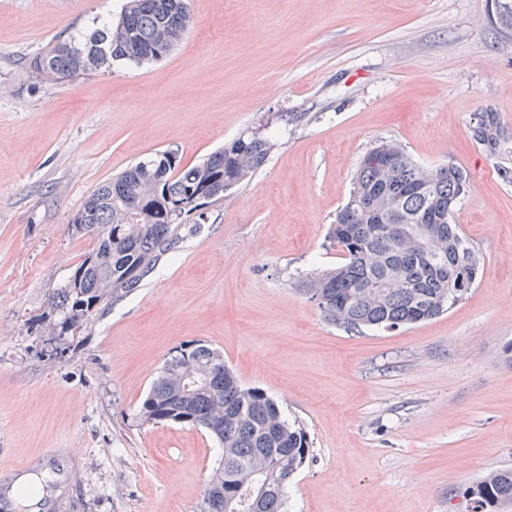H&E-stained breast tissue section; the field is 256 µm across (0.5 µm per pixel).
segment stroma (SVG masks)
<instances>
[{"instance_id":"stroma-1","label":"stroma","mask_w":512,"mask_h":512,"mask_svg":"<svg viewBox=\"0 0 512 512\" xmlns=\"http://www.w3.org/2000/svg\"><path fill=\"white\" fill-rule=\"evenodd\" d=\"M189 3L160 61L57 85L28 60L121 0H0V465L72 448L76 512H197L222 447L139 411L165 361L205 343L307 432L288 512H468L470 487L512 468V38L489 0ZM258 126L263 167L145 286L61 331L48 299L92 248L69 229L89 194L150 153L184 168ZM386 141L469 173L452 221L484 262L443 315L348 332L301 282L341 263L329 227Z\"/></svg>"}]
</instances>
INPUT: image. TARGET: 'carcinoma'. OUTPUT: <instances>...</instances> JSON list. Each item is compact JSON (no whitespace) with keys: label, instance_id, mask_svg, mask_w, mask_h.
Returning a JSON list of instances; mask_svg holds the SVG:
<instances>
[{"label":"carcinoma","instance_id":"cac0c4a2","mask_svg":"<svg viewBox=\"0 0 512 512\" xmlns=\"http://www.w3.org/2000/svg\"><path fill=\"white\" fill-rule=\"evenodd\" d=\"M186 0H123L107 20L78 42L57 39L29 60L32 75L65 83L116 63L143 65L165 57L187 35ZM275 143L250 130L201 162L176 171L171 151L139 160L87 197L72 220L93 248L53 293L51 311L63 330L143 286L157 266L197 233L184 216L224 199L260 169ZM470 184L450 162L425 170L394 142L362 159L353 190L329 229L343 255L336 268L302 281L328 322L347 331L396 328L433 319L473 287L482 255L453 211ZM144 422L190 423L214 436L224 453L207 480L199 512H284L289 481L306 462V430L287 423L277 403L242 386L224 356L206 344L180 349L162 367L140 410ZM472 512H512V469L488 473L468 491Z\"/></svg>","mask_w":512,"mask_h":512}]
</instances>
